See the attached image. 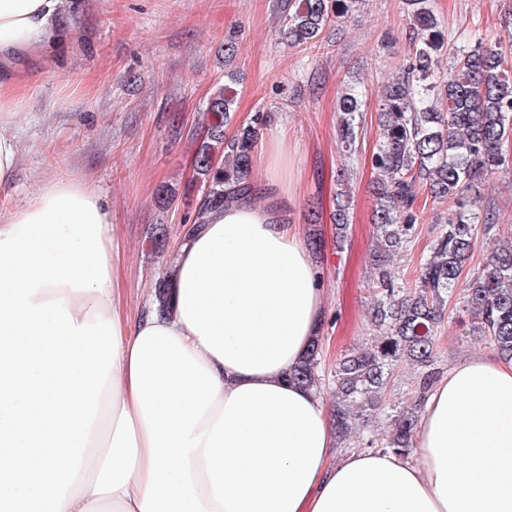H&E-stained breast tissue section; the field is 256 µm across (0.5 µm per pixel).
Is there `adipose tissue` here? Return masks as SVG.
Masks as SVG:
<instances>
[{"instance_id":"1","label":"adipose tissue","mask_w":512,"mask_h":512,"mask_svg":"<svg viewBox=\"0 0 512 512\" xmlns=\"http://www.w3.org/2000/svg\"><path fill=\"white\" fill-rule=\"evenodd\" d=\"M64 0H0V71L55 39ZM0 81V190L21 97ZM177 242L169 308L125 314L101 198L48 183L0 211V512H512V359L449 368L417 462L336 456L332 408L292 383L324 276L281 179Z\"/></svg>"}]
</instances>
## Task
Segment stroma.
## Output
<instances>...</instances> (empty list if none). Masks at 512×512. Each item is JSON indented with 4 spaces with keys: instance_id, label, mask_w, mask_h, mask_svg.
Masks as SVG:
<instances>
[{
    "instance_id": "35a3bbf8",
    "label": "stroma",
    "mask_w": 512,
    "mask_h": 512,
    "mask_svg": "<svg viewBox=\"0 0 512 512\" xmlns=\"http://www.w3.org/2000/svg\"><path fill=\"white\" fill-rule=\"evenodd\" d=\"M288 0H74L56 19L58 38L23 64L25 97L13 129L19 156L13 185L0 191V210L34 198L46 182L72 180L94 190L110 212L122 254V304L148 308L169 263L155 253L152 228L168 225L171 241L191 223L204 189L189 165L196 149L190 131L207 99L236 75L234 123L259 110L271 113L259 143L283 134L278 172L296 187L294 219L319 198L324 247L315 257L324 272L327 323L322 336L323 394L334 388L342 354L375 336L370 321L373 174L364 156L379 137L368 112L363 156L345 160L336 139V101L348 83L377 89L408 54L405 0H363L317 43L301 50L278 36ZM449 33L480 30L512 43V0H432ZM233 43L225 59V43ZM352 172L344 245L335 242L336 172ZM494 204L501 235L512 236V168L492 169L479 188ZM489 344L456 318L438 330L437 375L489 351ZM420 372L403 363L392 371L385 410L349 439L368 442L389 416L418 392Z\"/></svg>"
}]
</instances>
